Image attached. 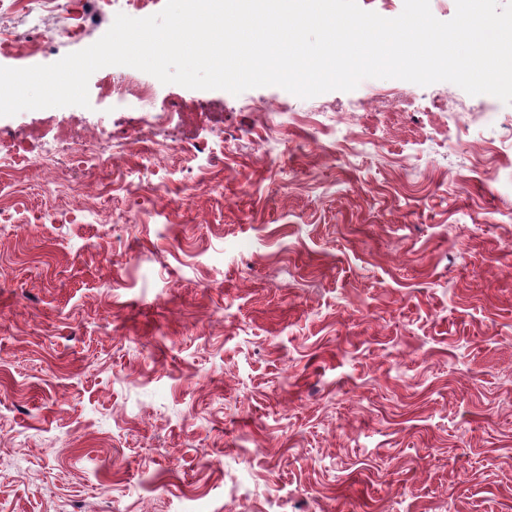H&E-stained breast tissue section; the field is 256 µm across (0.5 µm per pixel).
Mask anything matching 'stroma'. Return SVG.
Returning a JSON list of instances; mask_svg holds the SVG:
<instances>
[{
  "label": "stroma",
  "instance_id": "35a3bbf8",
  "mask_svg": "<svg viewBox=\"0 0 512 512\" xmlns=\"http://www.w3.org/2000/svg\"><path fill=\"white\" fill-rule=\"evenodd\" d=\"M164 5L89 0L76 37L58 13L0 66ZM88 90L0 117L83 134L0 187V512H512V105L127 66Z\"/></svg>",
  "mask_w": 512,
  "mask_h": 512
}]
</instances>
